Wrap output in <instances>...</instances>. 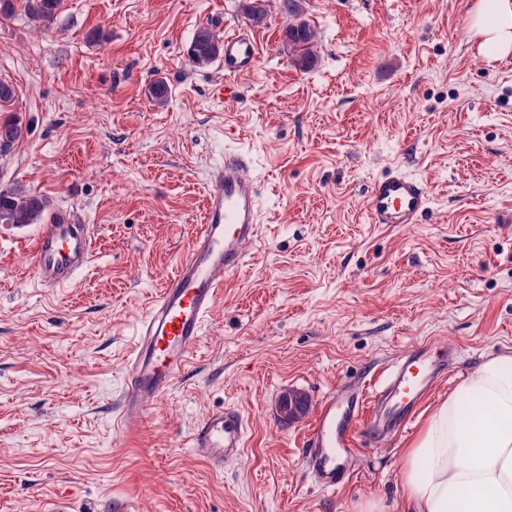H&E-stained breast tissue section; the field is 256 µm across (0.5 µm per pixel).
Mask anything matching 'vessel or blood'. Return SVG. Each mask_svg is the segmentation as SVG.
<instances>
[{"mask_svg":"<svg viewBox=\"0 0 512 512\" xmlns=\"http://www.w3.org/2000/svg\"><path fill=\"white\" fill-rule=\"evenodd\" d=\"M259 47L253 34L236 29L224 37L225 76L256 68ZM428 193L414 177L391 170L371 184L368 215L373 224L406 227L418 223ZM260 209L256 178L246 155L228 152L211 172L205 212L187 252L165 280L139 322L129 358L125 413L142 415L148 400L166 394L188 364L225 278L249 263L247 248L259 240ZM92 256L89 225L58 209L42 224L34 245V273L41 285L62 288L84 271ZM455 349L414 345L365 387L329 393L322 401L307 443L306 463L318 484L329 491L341 481L340 462L352 450L356 428L396 438L454 369ZM246 424L231 408L214 410L195 428L191 446L215 468L245 448Z\"/></svg>","mask_w":512,"mask_h":512,"instance_id":"vessel-or-blood-1","label":"vessel or blood"}]
</instances>
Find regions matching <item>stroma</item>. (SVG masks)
<instances>
[{
    "mask_svg": "<svg viewBox=\"0 0 512 512\" xmlns=\"http://www.w3.org/2000/svg\"><path fill=\"white\" fill-rule=\"evenodd\" d=\"M476 0H302L322 38L296 70L270 0L256 69L189 65L201 26H250L243 0H63L44 36L0 17V78L28 128L0 187L51 197L92 231L88 269L41 287L36 227L0 229V512H354L391 505L432 409L484 360L512 351V54L491 61ZM104 27V43L88 33ZM171 88L155 105L157 79ZM226 94H218V87ZM247 154L261 241L224 281L172 389L123 414L137 324L186 252L225 152ZM430 208L369 223L393 167ZM458 351L401 436L355 435L347 478L323 490L305 463L323 398L414 344ZM311 411L277 413L287 389ZM245 416L243 453L212 470L190 446L212 410Z\"/></svg>",
    "mask_w": 512,
    "mask_h": 512,
    "instance_id": "stroma-1",
    "label": "stroma"
}]
</instances>
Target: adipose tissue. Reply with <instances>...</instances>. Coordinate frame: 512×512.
Listing matches in <instances>:
<instances>
[{
  "mask_svg": "<svg viewBox=\"0 0 512 512\" xmlns=\"http://www.w3.org/2000/svg\"><path fill=\"white\" fill-rule=\"evenodd\" d=\"M491 58L512 52V0H478ZM398 512H512V353L487 359L440 402L404 456Z\"/></svg>",
  "mask_w": 512,
  "mask_h": 512,
  "instance_id": "adipose-tissue-1",
  "label": "adipose tissue"
}]
</instances>
